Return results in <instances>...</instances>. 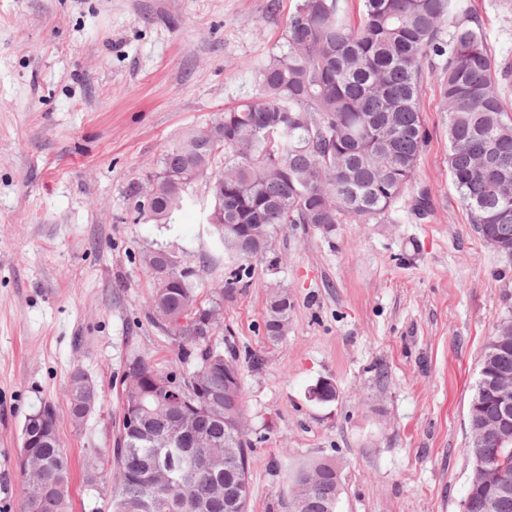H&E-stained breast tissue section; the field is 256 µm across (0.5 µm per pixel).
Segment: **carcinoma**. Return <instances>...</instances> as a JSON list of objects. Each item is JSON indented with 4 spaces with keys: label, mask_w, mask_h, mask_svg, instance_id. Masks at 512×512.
Here are the masks:
<instances>
[{
    "label": "carcinoma",
    "mask_w": 512,
    "mask_h": 512,
    "mask_svg": "<svg viewBox=\"0 0 512 512\" xmlns=\"http://www.w3.org/2000/svg\"><path fill=\"white\" fill-rule=\"evenodd\" d=\"M283 45L253 66L256 93L224 109L212 124L215 139L199 146L195 134L159 159V189L136 213L155 224H173L189 201L186 189L203 180L213 196L224 191V214L212 231L230 263L215 298L199 299L191 271L171 252L141 255L154 291L148 317L181 348L195 351L193 371L182 381L185 401L167 403L157 379H173L143 359L128 370L145 383L121 392L122 412L146 405L142 429L122 426L108 457L89 464V479L110 488V512H226L229 493L250 478L252 448L246 433L225 451L224 413L209 411L212 397L226 391L224 352L199 338L193 318L214 313L211 334L224 329L221 301L250 275L269 251L275 227L310 224L326 235L338 224H396L400 213L424 220L430 198L415 178L428 132L421 111L427 83L439 90L447 116L448 171L468 223L484 243L501 244L512 256V111L502 99L499 63L484 42L483 26L466 0H298L288 14ZM292 300L285 289L269 296L264 313L289 326ZM484 347L472 402L495 417L484 388L485 372L512 374V344L497 357ZM99 400L96 387L71 377L67 409L73 422L87 417L83 403ZM502 429H481V445L469 444L470 461L496 448ZM22 433L38 436L22 468L26 484L20 512H70L68 455L57 439L49 405L25 416ZM221 460V473L202 467ZM302 512L336 505L342 483L336 460L318 464ZM462 512H512V499L466 498Z\"/></svg>",
    "instance_id": "carcinoma-1"
}]
</instances>
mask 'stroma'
<instances>
[{
    "label": "stroma",
    "instance_id": "35a3bbf8",
    "mask_svg": "<svg viewBox=\"0 0 512 512\" xmlns=\"http://www.w3.org/2000/svg\"><path fill=\"white\" fill-rule=\"evenodd\" d=\"M468 2L508 67L498 89L512 106V0ZM295 4L0 0V512H19L21 428L44 404L71 458V512H108L86 463L113 444L129 363L189 368L147 317L140 255L174 253L204 301L226 274L205 182L172 224L137 218L131 189L189 130L254 94L250 65L278 51ZM422 110L427 223L340 224L331 235L281 225L267 259L224 297L226 331L211 344L242 371L249 512H289L288 472L314 457L342 465L337 512H462L468 411L481 353L512 316V257L467 220L434 85ZM275 288L293 310L273 342L263 312ZM77 370L99 393L78 425L66 408ZM323 381L334 400L313 399Z\"/></svg>",
    "mask_w": 512,
    "mask_h": 512
}]
</instances>
